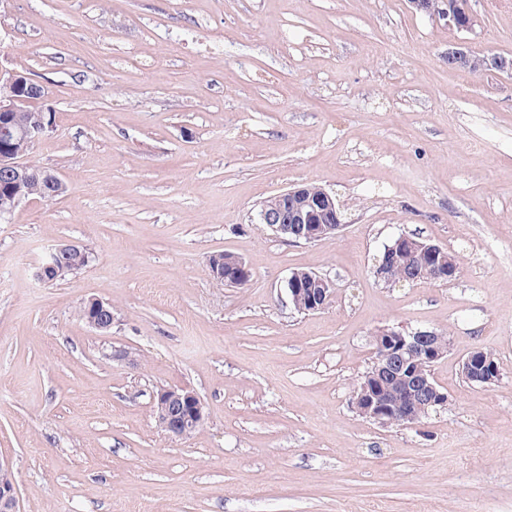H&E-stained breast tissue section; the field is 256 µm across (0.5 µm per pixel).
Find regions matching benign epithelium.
<instances>
[{
	"instance_id": "1",
	"label": "benign epithelium",
	"mask_w": 512,
	"mask_h": 512,
	"mask_svg": "<svg viewBox=\"0 0 512 512\" xmlns=\"http://www.w3.org/2000/svg\"><path fill=\"white\" fill-rule=\"evenodd\" d=\"M448 27L462 32L473 31L477 18L472 13L469 0H448L443 12ZM448 61L468 73L499 72L512 74V56L503 54H478L467 43L459 42L448 48ZM45 98V88L34 82L24 72H15L0 84V173L8 176L11 189L4 194L5 205H0V221H7L14 211L29 197L24 189L28 184H38L51 195L64 189V183L54 173L18 158V147H29L43 137V125L51 120V113L40 108L34 110L29 122L16 125L11 113L26 112L28 106ZM261 223L274 234L296 242L312 243L336 234L342 227V216L336 199L327 192L317 195L306 184H299L278 192L265 201L259 212ZM77 245L60 243L51 248L38 265L35 276L45 281L47 276L63 278L69 272L67 258L76 251ZM423 253L431 260V266L442 278L457 276L459 266L454 256L446 255L437 244L418 241L401 235L385 247L384 260L377 264L375 275L389 280L390 273L406 252ZM211 276L228 285L246 282L251 276L250 266L239 256L221 252L208 259ZM285 288L293 302H300L305 312L322 310L333 293L332 283L321 275L294 271L288 277ZM90 310L86 324L107 334L112 329L111 304L99 298L88 299ZM385 336L376 337L373 372L366 376L362 391L356 397L354 408L363 417L381 425H387L397 415L415 422V409L423 405L445 404L447 396L440 392L436 383L429 379L419 381L413 365L417 362L436 361L444 356L449 347L440 343L434 330L400 332L384 330ZM464 376L477 384L492 383L500 377L495 366L470 354L462 362ZM395 377L408 386L395 400L381 393L383 379ZM155 418L158 425L174 437H188L202 426L205 413L200 397L192 390L160 389L153 396ZM15 479L8 462L0 460V512H18Z\"/></svg>"
}]
</instances>
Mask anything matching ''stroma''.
<instances>
[{
  "mask_svg": "<svg viewBox=\"0 0 512 512\" xmlns=\"http://www.w3.org/2000/svg\"><path fill=\"white\" fill-rule=\"evenodd\" d=\"M470 35L408 0H0V74L48 91L28 163L65 191L0 222V458L20 512H512V76L448 65L512 54V0H470ZM302 182L342 229L260 224ZM402 235L454 254L450 282L374 275ZM89 245L43 283L55 245ZM229 252L251 267L208 273ZM328 278L322 311L284 285ZM112 304L103 336L76 317ZM436 330L448 396L421 423L352 406L376 334ZM129 353L126 361L112 352ZM491 353L501 376L468 382ZM195 391L203 427L161 431L153 394ZM448 61L468 73L483 74L499 72L512 74V56L503 54H478L466 42H459L448 48ZM208 266L211 276L221 283L238 285L250 280V266L235 254L227 252L213 254L208 259ZM475 353L480 357L485 356L488 359L491 358V362L495 363L500 371L499 365L492 355L482 351H476ZM478 356L471 353L467 358H465L462 362V372L468 381H475L474 383L480 385H491L490 383L495 382L496 378H500V373L494 365H490Z\"/></svg>",
  "mask_w": 512,
  "mask_h": 512,
  "instance_id": "stroma-1",
  "label": "stroma"
}]
</instances>
